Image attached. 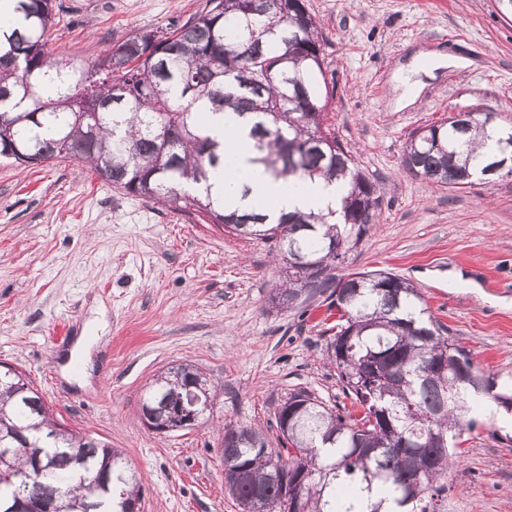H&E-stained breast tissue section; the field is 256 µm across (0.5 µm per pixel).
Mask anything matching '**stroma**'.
I'll return each instance as SVG.
<instances>
[{"label": "stroma", "mask_w": 512, "mask_h": 512, "mask_svg": "<svg viewBox=\"0 0 512 512\" xmlns=\"http://www.w3.org/2000/svg\"><path fill=\"white\" fill-rule=\"evenodd\" d=\"M52 57L91 63L205 0H56ZM333 87L327 124L374 182L381 221L348 254L419 289L481 369L512 376V176L438 188L402 166L409 134L477 107L512 124V15L496 0H308ZM447 55L444 66L425 61ZM420 86L405 107L398 74ZM274 245L132 196L76 160H0V363L54 419L121 450L142 475L137 512H242L224 485L227 424L279 432L291 392L350 405L326 353V295L270 309L286 277ZM88 337L89 357L76 354ZM192 364L216 387L197 427L149 431L154 376ZM448 512H512V413L476 406Z\"/></svg>", "instance_id": "35a3bbf8"}]
</instances>
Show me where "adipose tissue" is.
<instances>
[{"label": "adipose tissue", "mask_w": 512, "mask_h": 512, "mask_svg": "<svg viewBox=\"0 0 512 512\" xmlns=\"http://www.w3.org/2000/svg\"><path fill=\"white\" fill-rule=\"evenodd\" d=\"M251 116L224 112L209 116L207 126L227 145L230 158L212 170L209 182L215 193L235 207L254 210L275 221L281 216L337 208L345 194L341 183L322 179L287 182L264 173L252 162Z\"/></svg>", "instance_id": "adipose-tissue-1"}]
</instances>
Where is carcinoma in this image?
Returning a JSON list of instances; mask_svg holds the SVG:
<instances>
[{"instance_id":"1","label":"carcinoma","mask_w":512,"mask_h":512,"mask_svg":"<svg viewBox=\"0 0 512 512\" xmlns=\"http://www.w3.org/2000/svg\"><path fill=\"white\" fill-rule=\"evenodd\" d=\"M54 0H17L22 28L0 40V154L20 165L75 159L103 181L175 211H191L237 236L272 242L287 262L274 298L290 309L329 293L339 313L329 362L362 412L305 390L275 413L281 448L254 428L224 426V480L244 512H448L451 441L475 428L472 404L512 407V382L477 368L423 308L418 289L382 270L343 272L348 252L379 221V196L351 152L326 127L321 33L307 0H207L168 33L139 31L92 65L50 60ZM250 113L253 162L276 179L347 186L340 209L288 214L275 224L215 198L209 172L224 161L200 115ZM97 112L92 138L81 113ZM409 134L402 166L430 184L464 188L512 174V126L485 112ZM347 279L338 289L337 280ZM201 372L157 376L141 411L157 418ZM24 430L29 443L18 441ZM44 459V470L29 463ZM106 470L111 486L90 473ZM303 474L298 490L286 478ZM56 493L64 512H128L140 480L123 454L59 425L16 369H0V512L17 497Z\"/></svg>"}]
</instances>
